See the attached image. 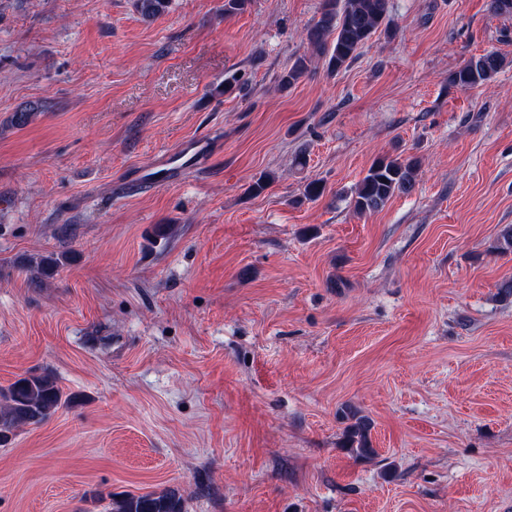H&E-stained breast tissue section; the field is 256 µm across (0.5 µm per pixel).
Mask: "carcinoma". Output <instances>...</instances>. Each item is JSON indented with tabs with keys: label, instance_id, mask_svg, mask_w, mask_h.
I'll list each match as a JSON object with an SVG mask.
<instances>
[{
	"label": "carcinoma",
	"instance_id": "cac0c4a2",
	"mask_svg": "<svg viewBox=\"0 0 512 512\" xmlns=\"http://www.w3.org/2000/svg\"><path fill=\"white\" fill-rule=\"evenodd\" d=\"M170 0H134L140 16L151 20L163 14ZM390 29L388 0H324L320 18L308 30L309 44L319 55H328V70L338 73L351 62L358 50L378 30ZM504 58L489 51L471 57L448 75L454 86L474 88L486 84L503 67ZM308 71L307 58L300 57L279 76L283 86H293ZM416 164L412 160L379 157L372 162L355 188L353 205L360 213L383 207L395 194L414 188ZM67 256L41 257L34 262L37 274L49 276L66 264ZM63 393L55 378L30 373L0 389V446L7 444L14 432L25 425H37L54 415L61 406ZM347 421L342 447L357 459L376 455L370 432L372 423L350 406L341 409ZM113 512H186L185 500L178 492L126 494L113 500Z\"/></svg>",
	"mask_w": 512,
	"mask_h": 512
}]
</instances>
